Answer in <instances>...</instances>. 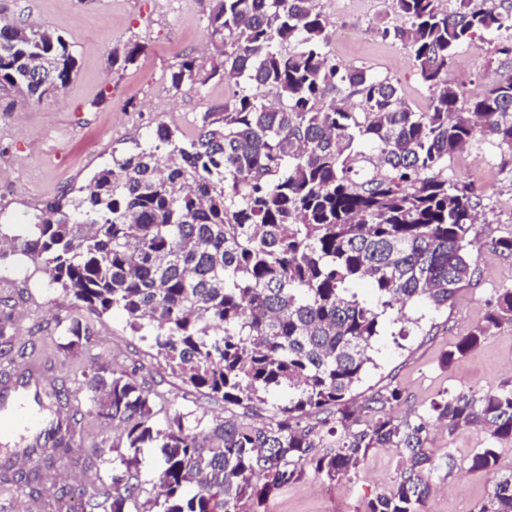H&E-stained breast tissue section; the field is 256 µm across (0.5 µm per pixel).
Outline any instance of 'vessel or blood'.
Returning <instances> with one entry per match:
<instances>
[{"label": "vessel or blood", "mask_w": 512, "mask_h": 512, "mask_svg": "<svg viewBox=\"0 0 512 512\" xmlns=\"http://www.w3.org/2000/svg\"><path fill=\"white\" fill-rule=\"evenodd\" d=\"M43 385L36 374L18 386L8 399L0 402V442L13 443L24 459H31L32 448L42 440L43 422L35 407Z\"/></svg>", "instance_id": "b4317fda"}]
</instances>
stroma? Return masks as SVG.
<instances>
[{"instance_id": "35a3bbf8", "label": "stroma", "mask_w": 512, "mask_h": 512, "mask_svg": "<svg viewBox=\"0 0 512 512\" xmlns=\"http://www.w3.org/2000/svg\"><path fill=\"white\" fill-rule=\"evenodd\" d=\"M336 36L330 51L337 59L366 66L399 80L408 102L426 108L428 94L415 76L412 58L401 44L382 40L377 30L392 16L386 0H318ZM208 0H0V18L32 24L72 38L77 69L60 95L38 104L0 97V212L23 222L47 201L70 186H79L112 155L131 148L158 125L195 136L205 113L222 107L232 88L210 80L202 90L173 89L172 72L185 55L211 66L216 51L207 30ZM139 43L143 52L133 64L112 63L115 47ZM512 71V57L481 42L464 46L453 68V79L469 94L499 74ZM460 181L481 183L482 202L472 235L477 249L476 272L448 309L425 311L406 307L422 317V332L395 345V327L385 323L376 343V369L353 392L362 407L376 391L399 387L405 398L395 416H416L444 391H481L512 380V326L491 330L485 341L461 362L444 367L442 355L482 321L502 289L512 288V255L492 247L512 236V175L503 172L499 151L484 144L470 147L448 164ZM43 277L32 264L16 257L0 261V301L14 318L15 349L30 362L42 363L49 383L65 387L80 410L82 432L72 453L42 471L36 492L0 482V512H49L60 489L80 483L101 490L84 459L114 432L96 415L83 385L93 366L105 364L132 373L165 402L206 419H221L236 406L203 396L164 369L152 350L130 332L117 311L99 316L74 305L52 286L38 287ZM79 319L92 333L84 348L60 351L61 330ZM238 413V412H237ZM489 437L475 427L448 431L430 426L427 447L440 467L432 475L433 491L424 512H478L489 490L485 473L469 470L465 459L484 447ZM454 453L455 468L444 464ZM400 456L395 449L377 448L351 477L330 481L312 469L290 481L265 505L266 512H364L367 502L389 489Z\"/></svg>"}]
</instances>
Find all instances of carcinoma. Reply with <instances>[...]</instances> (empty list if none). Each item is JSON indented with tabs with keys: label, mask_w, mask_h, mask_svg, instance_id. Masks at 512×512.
<instances>
[{
	"label": "carcinoma",
	"mask_w": 512,
	"mask_h": 512,
	"mask_svg": "<svg viewBox=\"0 0 512 512\" xmlns=\"http://www.w3.org/2000/svg\"><path fill=\"white\" fill-rule=\"evenodd\" d=\"M455 2L449 7V2ZM399 22L380 30L413 54L429 106L415 111L400 82L330 56L332 33L317 0H209L208 30L223 59L205 70L192 57L172 73L175 89L214 78L237 90L217 119L183 138L159 125L112 156L73 195L46 204L24 235L8 236L49 282L89 311H120L165 369L226 404L272 408L275 421L225 419L211 427L193 412L156 420L155 399L133 375L101 365L85 375L97 416L120 428L94 449L104 490L63 495L81 512H263L305 468L348 476L377 448H397L395 484L365 512H422L434 458L429 421L453 431L481 427L491 443L468 469L491 476L478 512H512V469L495 443L512 441V382L482 393L445 394L416 419L395 418L398 387L373 394V420L356 427L352 392L369 369L384 321L409 301L448 307L475 273L471 232L480 204L473 184L448 178V160L489 143L512 168V73L474 96L450 78L459 49L481 40L512 55L506 0H389ZM74 43L49 29L0 25V94L25 103L61 93L76 67ZM144 46L112 51L135 61ZM367 280L374 297L353 285ZM12 314L0 309V355L12 353ZM512 326V289L446 352L459 363L491 329ZM61 349L89 343L80 320ZM53 422L34 449L50 466L72 453L58 438L70 400L52 388ZM326 414L302 424L306 414ZM160 461L142 479L138 454ZM37 482L0 463V481Z\"/></svg>",
	"instance_id": "cac0c4a2"
}]
</instances>
